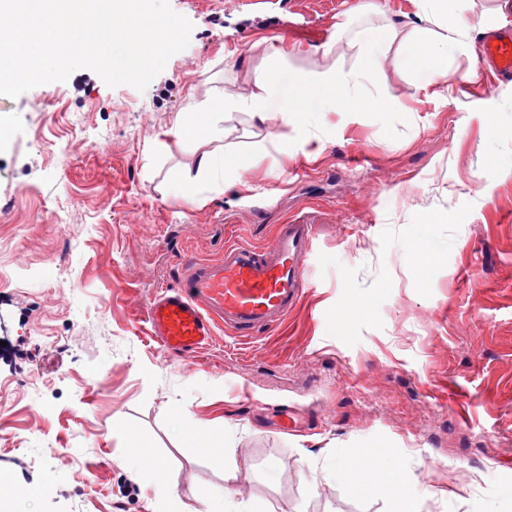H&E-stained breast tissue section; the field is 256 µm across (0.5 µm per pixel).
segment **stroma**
I'll list each match as a JSON object with an SVG mask.
<instances>
[{
	"label": "stroma",
	"mask_w": 512,
	"mask_h": 512,
	"mask_svg": "<svg viewBox=\"0 0 512 512\" xmlns=\"http://www.w3.org/2000/svg\"><path fill=\"white\" fill-rule=\"evenodd\" d=\"M188 46L147 86L92 70L0 95V482L15 512H207L250 497L273 512H392L326 466L339 448L388 458L420 512H512V80L450 62L431 96L386 58L399 112H331L317 161L288 179L246 112L223 137H163L188 96L250 92L246 68H363L388 20L433 25L411 0H169ZM499 0H448V18L512 28ZM300 44L281 57L280 41ZM236 51L242 66L226 59ZM205 150L233 185L190 200L177 183ZM319 220L316 283L280 328L217 330L195 367L166 359L143 306L178 281L183 255L262 246L304 206ZM358 313H351V306ZM225 435L228 464L188 430ZM135 433L160 468L124 464ZM73 464L58 467L54 449Z\"/></svg>",
	"instance_id": "obj_1"
}]
</instances>
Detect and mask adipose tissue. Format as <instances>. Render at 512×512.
Returning <instances> with one entry per match:
<instances>
[{
    "instance_id": "obj_1",
    "label": "adipose tissue",
    "mask_w": 512,
    "mask_h": 512,
    "mask_svg": "<svg viewBox=\"0 0 512 512\" xmlns=\"http://www.w3.org/2000/svg\"><path fill=\"white\" fill-rule=\"evenodd\" d=\"M446 2L416 0L419 10H430L434 23L438 25L435 37L444 45V52L435 51L425 54L422 59H415L410 50L414 30L392 22L376 31L372 49L367 54L368 66L361 72V79L385 83L383 62L391 46L396 44L401 49L397 60L411 72L417 88L426 92L434 90L439 81L450 73V54H468L473 50L471 25L463 20L451 24L443 21ZM247 77L252 86L248 98L227 97L217 104H191L188 111L175 117L169 129L170 135L177 139L196 132L219 135V124L225 112L242 108L259 122L277 119L283 125L293 126L296 132L294 148L284 145L279 148L284 163L288 164L299 153L311 161L320 156L325 139L319 136L318 131L324 126V113L339 110L359 112L365 108L373 112H398L402 109L401 103L384 91L372 96L369 105H362L352 94L350 76L333 69L316 72L308 78H283L268 70L251 69ZM327 465L331 470L353 479L355 489L365 495L374 494L377 489L374 475L391 469L389 463L376 456L361 461L345 455L331 456Z\"/></svg>"
}]
</instances>
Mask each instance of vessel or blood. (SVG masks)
I'll return each instance as SVG.
<instances>
[{"label": "vessel or blood", "instance_id": "vessel-or-blood-1", "mask_svg": "<svg viewBox=\"0 0 512 512\" xmlns=\"http://www.w3.org/2000/svg\"><path fill=\"white\" fill-rule=\"evenodd\" d=\"M480 64L496 77H512V30L485 36ZM315 230L304 214L279 225L264 247L234 243L215 259L184 257L178 284L145 304L151 336L167 355L188 362L216 329L245 337L280 325L313 286Z\"/></svg>", "mask_w": 512, "mask_h": 512}]
</instances>
